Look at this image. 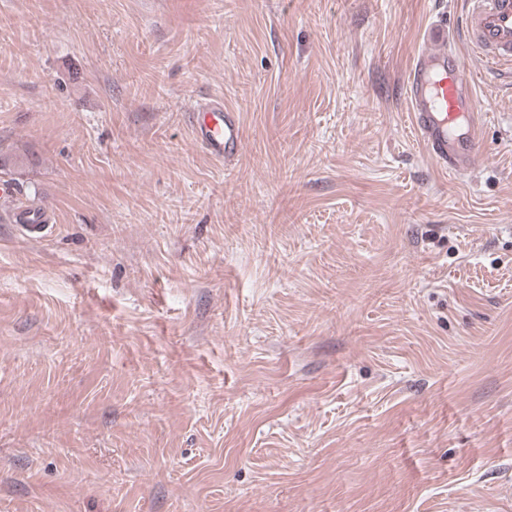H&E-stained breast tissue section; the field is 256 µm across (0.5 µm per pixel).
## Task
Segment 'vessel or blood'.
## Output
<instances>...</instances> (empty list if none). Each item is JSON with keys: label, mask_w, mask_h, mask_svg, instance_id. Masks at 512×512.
I'll return each instance as SVG.
<instances>
[{"label": "vessel or blood", "mask_w": 512, "mask_h": 512, "mask_svg": "<svg viewBox=\"0 0 512 512\" xmlns=\"http://www.w3.org/2000/svg\"><path fill=\"white\" fill-rule=\"evenodd\" d=\"M466 38L488 70L512 69V0H468ZM475 76L448 46L416 54L406 78L413 128L431 158L445 171H469L481 150L482 125L474 109ZM195 140L216 159L241 150L237 114L215 102L194 108Z\"/></svg>", "instance_id": "obj_1"}]
</instances>
